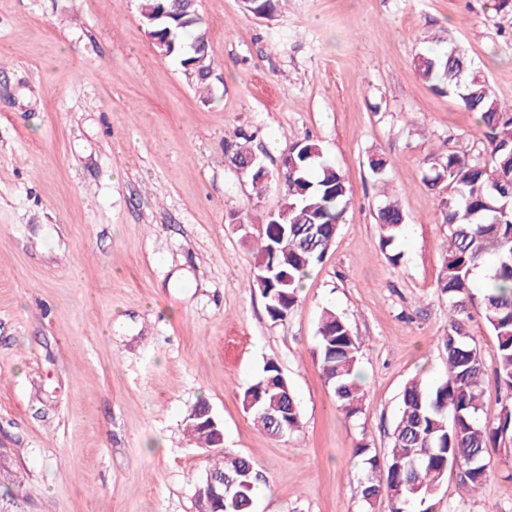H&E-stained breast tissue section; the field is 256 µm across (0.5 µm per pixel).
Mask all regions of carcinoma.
Masks as SVG:
<instances>
[{
    "mask_svg": "<svg viewBox=\"0 0 512 512\" xmlns=\"http://www.w3.org/2000/svg\"><path fill=\"white\" fill-rule=\"evenodd\" d=\"M140 7L157 51L172 50L196 85L209 86L213 61L196 5L189 0H140ZM414 67L431 90L477 115L491 161L471 162L450 152L424 175L428 186L446 182L450 188L440 209L442 223L448 225V249L437 281L440 294L448 298V334L441 338L448 374L431 388L417 380L406 384L385 457L370 454L363 444L355 448L362 461L358 493L371 509L386 502V512H407L413 500L424 506L450 472L466 491H477L486 480L491 449L504 435L512 436V403L493 418L483 414L482 403L489 369L512 392V211L499 209L512 194V104L494 95L480 68L451 41L445 49L419 53ZM250 142L245 134L224 141L232 164L254 155ZM244 176L258 195L272 186L282 191L278 209L250 228V238L255 252L252 286L265 299L270 319L283 322L300 302L304 277L322 262L345 221L349 182L308 139L290 143L276 171L264 172L256 164ZM377 223L382 250L392 249L406 223L399 205L387 201L380 206ZM476 315L496 338L490 366L466 331L467 321ZM361 344L343 316L328 308L322 311L314 355L337 408L348 417L359 412L363 398ZM242 405L274 438H285L300 426L292 388L274 360L266 361L243 390ZM205 407L198 403L186 426L205 447L215 448L214 433L193 425ZM219 456L210 472L234 482L236 492L224 500V512H252L260 483L257 465L223 450Z\"/></svg>",
    "mask_w": 512,
    "mask_h": 512,
    "instance_id": "cac0c4a2",
    "label": "carcinoma"
}]
</instances>
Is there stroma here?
Listing matches in <instances>:
<instances>
[{"label": "stroma", "mask_w": 512, "mask_h": 512, "mask_svg": "<svg viewBox=\"0 0 512 512\" xmlns=\"http://www.w3.org/2000/svg\"><path fill=\"white\" fill-rule=\"evenodd\" d=\"M215 61L209 92L153 48L140 0H0V506L8 512H197L213 451L185 417L207 401L227 451L266 477L254 512H384L357 492V444L386 455L405 383L447 375L448 241L422 174L454 151L490 157L473 113L432 92L414 59L452 39L512 103V11L493 0H199ZM253 133L268 169L317 141L346 174L333 245L287 320L252 286L231 224L275 210L224 153ZM388 166L382 179L372 155ZM406 222L392 265L375 213ZM362 339L365 396L338 411L314 351L322 308ZM299 428L266 434L241 393L267 360ZM482 491L447 475L432 512H512V442Z\"/></svg>", "instance_id": "35a3bbf8"}]
</instances>
